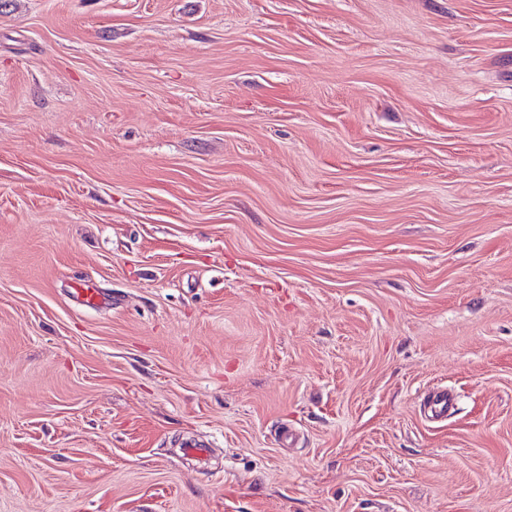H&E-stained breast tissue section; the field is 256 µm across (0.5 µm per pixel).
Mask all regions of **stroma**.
Returning <instances> with one entry per match:
<instances>
[{
    "instance_id": "35a3bbf8",
    "label": "stroma",
    "mask_w": 512,
    "mask_h": 512,
    "mask_svg": "<svg viewBox=\"0 0 512 512\" xmlns=\"http://www.w3.org/2000/svg\"><path fill=\"white\" fill-rule=\"evenodd\" d=\"M0 512H512V0H0Z\"/></svg>"
}]
</instances>
